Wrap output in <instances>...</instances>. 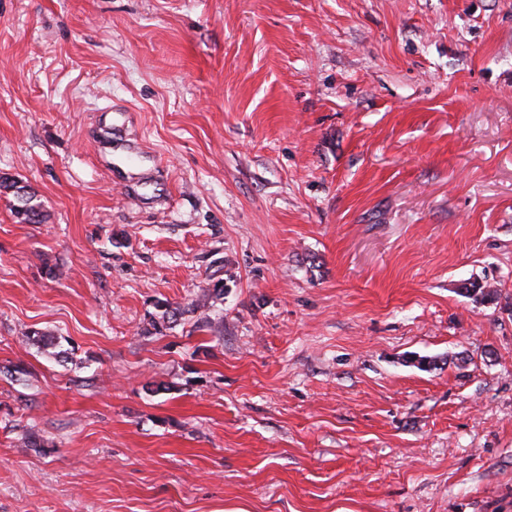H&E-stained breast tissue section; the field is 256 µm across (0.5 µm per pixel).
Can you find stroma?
<instances>
[{
    "label": "stroma",
    "mask_w": 512,
    "mask_h": 512,
    "mask_svg": "<svg viewBox=\"0 0 512 512\" xmlns=\"http://www.w3.org/2000/svg\"><path fill=\"white\" fill-rule=\"evenodd\" d=\"M0 176V512H512V0H0ZM1 189L13 192L18 203L17 205H13V209L18 218L27 222H31L32 219H35V221L39 220L41 212L35 204H31L33 202L34 195H31V193L27 191L26 186H19L18 182L9 181L8 178L1 177L0 191Z\"/></svg>",
    "instance_id": "stroma-1"
}]
</instances>
